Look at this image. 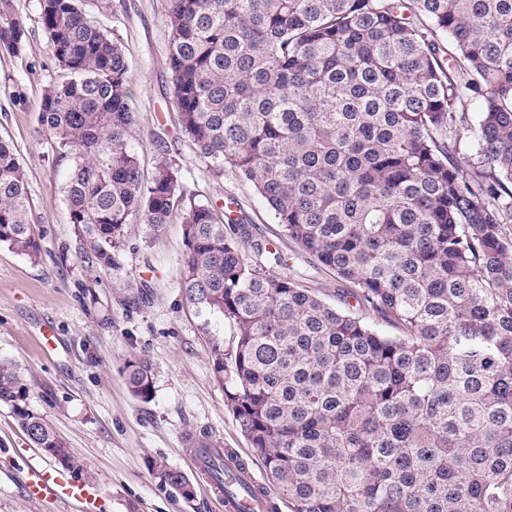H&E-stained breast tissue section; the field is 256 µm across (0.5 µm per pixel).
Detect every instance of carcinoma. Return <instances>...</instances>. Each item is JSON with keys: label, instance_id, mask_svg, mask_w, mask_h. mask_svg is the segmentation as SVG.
Masks as SVG:
<instances>
[{"label": "carcinoma", "instance_id": "1", "mask_svg": "<svg viewBox=\"0 0 512 512\" xmlns=\"http://www.w3.org/2000/svg\"><path fill=\"white\" fill-rule=\"evenodd\" d=\"M39 7L65 76L38 121L85 261L111 269L132 219L156 234L181 211L185 299L230 325L212 371L290 512H512V0H169L180 126L345 282L340 307L273 273L234 198L195 202L163 152L145 178L120 43L82 0ZM23 36L0 0V51ZM1 244L42 252L5 141ZM124 376L152 398L147 359ZM1 404L34 447H65L12 364Z\"/></svg>", "mask_w": 512, "mask_h": 512}]
</instances>
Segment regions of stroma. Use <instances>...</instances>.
Instances as JSON below:
<instances>
[{
  "label": "stroma",
  "instance_id": "35a3bbf8",
  "mask_svg": "<svg viewBox=\"0 0 512 512\" xmlns=\"http://www.w3.org/2000/svg\"><path fill=\"white\" fill-rule=\"evenodd\" d=\"M25 30L20 54L0 52V140L15 145L30 192L29 220L42 255L33 262L0 245V362L19 367L32 408L79 461L77 479L101 497V512H220L190 464L186 434L205 431L236 449L259 481L263 462L252 456L224 388L209 363L213 342L229 341L221 317L199 316L183 294L185 253L180 216L155 236L132 222L111 270L88 267L70 222L67 168L55 164L41 132L42 90L59 80L38 0H13ZM168 0H102L87 11L117 39L133 75L138 124L130 136L145 174L166 150L197 200L234 197L254 238L286 259L279 275L336 303L335 273L302 253L283 234L253 185L235 168L215 172L183 133L168 67ZM133 357L149 360L155 393L143 401L128 390L122 369ZM183 472L195 494L184 499L161 478L157 463ZM55 461L31 445L11 411L0 405V512H58L30 499V468Z\"/></svg>",
  "mask_w": 512,
  "mask_h": 512
}]
</instances>
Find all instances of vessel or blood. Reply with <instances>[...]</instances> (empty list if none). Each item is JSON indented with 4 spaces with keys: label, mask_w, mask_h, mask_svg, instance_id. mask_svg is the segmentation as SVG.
<instances>
[{
    "label": "vessel or blood",
    "mask_w": 512,
    "mask_h": 512,
    "mask_svg": "<svg viewBox=\"0 0 512 512\" xmlns=\"http://www.w3.org/2000/svg\"><path fill=\"white\" fill-rule=\"evenodd\" d=\"M185 442L191 447V461L195 470L207 474L211 459L221 458L228 480H241L249 489L239 498L225 496L224 487L210 483L209 492L224 506V512H263L269 494L257 482L248 463L234 449L213 445L209 436L202 433L186 435ZM29 497L54 500L64 505L79 508L80 512H95L97 497L89 483L75 479L69 474L53 468L32 470L26 485Z\"/></svg>",
    "instance_id": "b4317fda"
}]
</instances>
